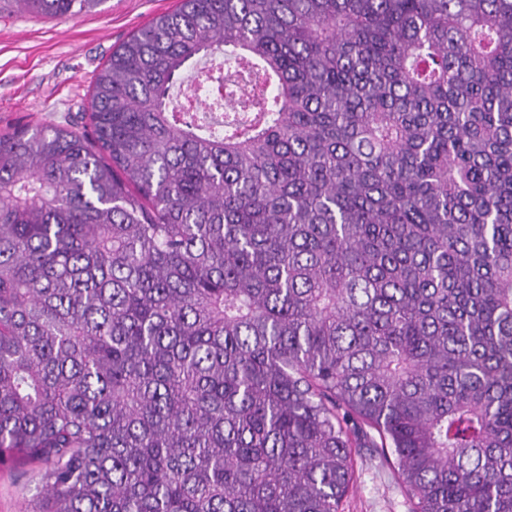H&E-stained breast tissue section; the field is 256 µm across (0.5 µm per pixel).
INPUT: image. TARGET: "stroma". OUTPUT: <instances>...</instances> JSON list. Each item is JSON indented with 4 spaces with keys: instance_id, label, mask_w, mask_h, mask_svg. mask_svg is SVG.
Wrapping results in <instances>:
<instances>
[{
    "instance_id": "1",
    "label": "stroma",
    "mask_w": 512,
    "mask_h": 512,
    "mask_svg": "<svg viewBox=\"0 0 512 512\" xmlns=\"http://www.w3.org/2000/svg\"><path fill=\"white\" fill-rule=\"evenodd\" d=\"M178 0H103L71 17L25 12L0 0V134L22 126H68L90 108L89 92L112 51ZM353 486L341 512H410L379 449L352 452ZM41 481L32 466L0 467V512H19Z\"/></svg>"
}]
</instances>
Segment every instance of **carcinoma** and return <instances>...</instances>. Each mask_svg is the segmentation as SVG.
<instances>
[{"mask_svg":"<svg viewBox=\"0 0 512 512\" xmlns=\"http://www.w3.org/2000/svg\"><path fill=\"white\" fill-rule=\"evenodd\" d=\"M92 103L0 134L22 512H339L364 444L512 512V0H178Z\"/></svg>","mask_w":512,"mask_h":512,"instance_id":"cac0c4a2","label":"carcinoma"}]
</instances>
